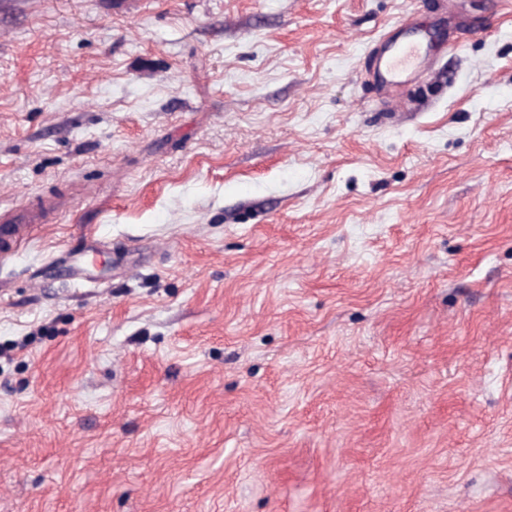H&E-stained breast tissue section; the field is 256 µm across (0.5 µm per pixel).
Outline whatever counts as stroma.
<instances>
[{
	"mask_svg": "<svg viewBox=\"0 0 512 512\" xmlns=\"http://www.w3.org/2000/svg\"><path fill=\"white\" fill-rule=\"evenodd\" d=\"M4 214L0 512H512V0H0ZM402 28L405 36L395 49L392 36H387L388 33L381 36L380 42L385 50L379 54L372 71L374 81L388 97L396 96L407 82L408 74L426 63L437 39L414 22H405Z\"/></svg>",
	"mask_w": 512,
	"mask_h": 512,
	"instance_id": "1",
	"label": "stroma"
}]
</instances>
